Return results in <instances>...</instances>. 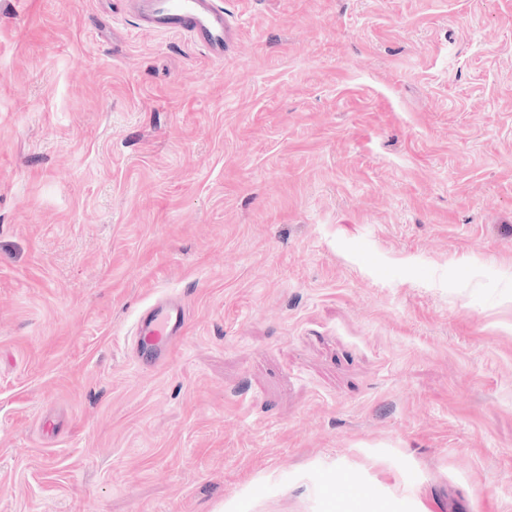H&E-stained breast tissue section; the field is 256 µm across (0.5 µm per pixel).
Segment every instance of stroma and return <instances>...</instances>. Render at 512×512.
Listing matches in <instances>:
<instances>
[{
	"instance_id": "stroma-1",
	"label": "stroma",
	"mask_w": 512,
	"mask_h": 512,
	"mask_svg": "<svg viewBox=\"0 0 512 512\" xmlns=\"http://www.w3.org/2000/svg\"><path fill=\"white\" fill-rule=\"evenodd\" d=\"M224 8L0 0V512H512V0ZM145 33L184 34L214 61L226 58L235 39L236 18L222 0H124ZM186 321V307L176 298L158 300L146 307L133 327L138 365L153 367L163 362L177 338L184 335Z\"/></svg>"
}]
</instances>
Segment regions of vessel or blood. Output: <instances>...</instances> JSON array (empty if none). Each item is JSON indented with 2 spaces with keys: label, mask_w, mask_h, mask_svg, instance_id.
Returning a JSON list of instances; mask_svg holds the SVG:
<instances>
[{
  "label": "vessel or blood",
  "mask_w": 512,
  "mask_h": 512,
  "mask_svg": "<svg viewBox=\"0 0 512 512\" xmlns=\"http://www.w3.org/2000/svg\"><path fill=\"white\" fill-rule=\"evenodd\" d=\"M145 33L184 34L215 61L227 57L235 39L236 20L228 15L223 0H126ZM187 321L185 305L165 298L146 307L133 327L138 365L153 367L163 362Z\"/></svg>",
  "instance_id": "obj_1"
}]
</instances>
